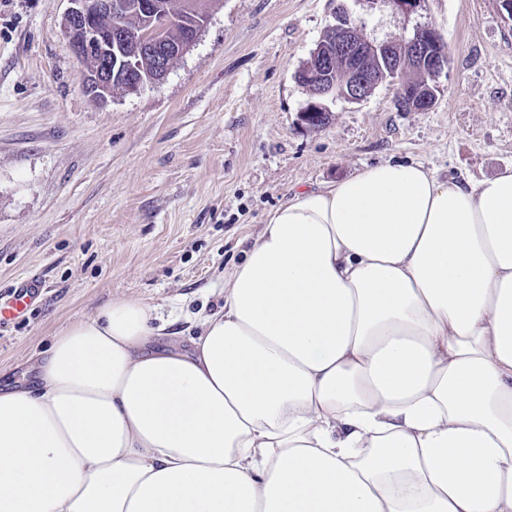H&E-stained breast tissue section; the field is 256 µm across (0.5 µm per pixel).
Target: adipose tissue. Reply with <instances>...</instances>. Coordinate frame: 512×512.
<instances>
[{"label":"adipose tissue","instance_id":"adipose-tissue-1","mask_svg":"<svg viewBox=\"0 0 512 512\" xmlns=\"http://www.w3.org/2000/svg\"><path fill=\"white\" fill-rule=\"evenodd\" d=\"M104 306L0 389V512H512V167L287 201L189 352Z\"/></svg>","mask_w":512,"mask_h":512}]
</instances>
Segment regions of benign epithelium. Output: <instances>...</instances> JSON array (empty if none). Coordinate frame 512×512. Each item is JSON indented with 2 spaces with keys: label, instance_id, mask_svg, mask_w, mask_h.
<instances>
[{
  "label": "benign epithelium",
  "instance_id": "7a95c632",
  "mask_svg": "<svg viewBox=\"0 0 512 512\" xmlns=\"http://www.w3.org/2000/svg\"><path fill=\"white\" fill-rule=\"evenodd\" d=\"M71 7L64 16V29L73 53L81 58L92 52L105 55L104 70L94 75L90 96L99 105L108 103L112 96V38H122L120 29H112L109 36L101 38L96 23L99 17L111 16L120 10L118 0H69ZM376 2L412 14L422 7L424 0H376ZM336 35V56H328L326 66L334 67V60H358V64L346 70L341 95L348 101H361L373 91L372 71L380 59L388 62L389 78L400 81L405 69L411 65L421 70L431 79H436L444 70L446 58L432 51V47L442 46L437 31L429 26L416 28L410 37H401L394 41L371 42L356 39L357 29L345 13H340L338 23L333 26ZM190 46L179 45L167 48L157 56L159 79H164L170 69V56L183 55ZM157 79V80H159ZM157 80L128 79L125 91L129 94L140 92L146 85ZM401 94L411 98L413 109L425 110L432 107L437 99L436 85L426 84L425 91H413L407 85H401Z\"/></svg>",
  "mask_w": 512,
  "mask_h": 512
}]
</instances>
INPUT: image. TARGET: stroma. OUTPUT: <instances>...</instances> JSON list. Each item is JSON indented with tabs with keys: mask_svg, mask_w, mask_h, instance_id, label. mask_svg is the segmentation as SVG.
Instances as JSON below:
<instances>
[{
	"mask_svg": "<svg viewBox=\"0 0 512 512\" xmlns=\"http://www.w3.org/2000/svg\"><path fill=\"white\" fill-rule=\"evenodd\" d=\"M68 0H0V297L44 293L0 328V384L33 378L76 320L119 299L157 307L158 340L190 350L239 264L291 190L386 161L478 181L512 166V20L499 0H215L163 81L95 104L65 34ZM346 12L369 41L429 26L448 63L435 105L401 112L396 85L326 99L320 129L297 71Z\"/></svg>",
	"mask_w": 512,
	"mask_h": 512,
	"instance_id": "obj_1",
	"label": "stroma"
}]
</instances>
